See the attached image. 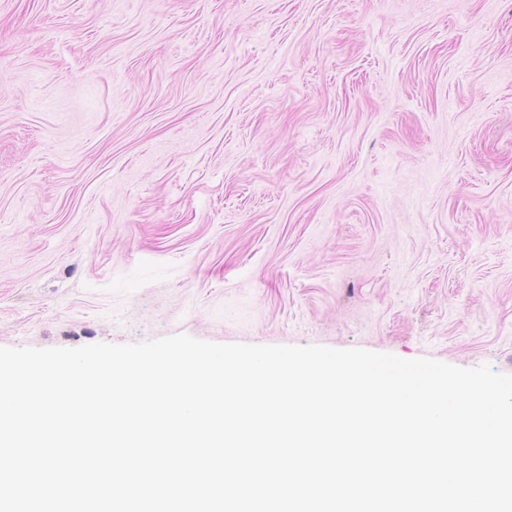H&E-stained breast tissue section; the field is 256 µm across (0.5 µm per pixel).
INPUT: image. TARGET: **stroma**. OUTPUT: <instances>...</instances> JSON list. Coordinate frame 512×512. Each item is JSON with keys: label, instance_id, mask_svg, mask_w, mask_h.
Segmentation results:
<instances>
[{"label": "stroma", "instance_id": "1", "mask_svg": "<svg viewBox=\"0 0 512 512\" xmlns=\"http://www.w3.org/2000/svg\"><path fill=\"white\" fill-rule=\"evenodd\" d=\"M512 374V0H0V347Z\"/></svg>", "mask_w": 512, "mask_h": 512}]
</instances>
